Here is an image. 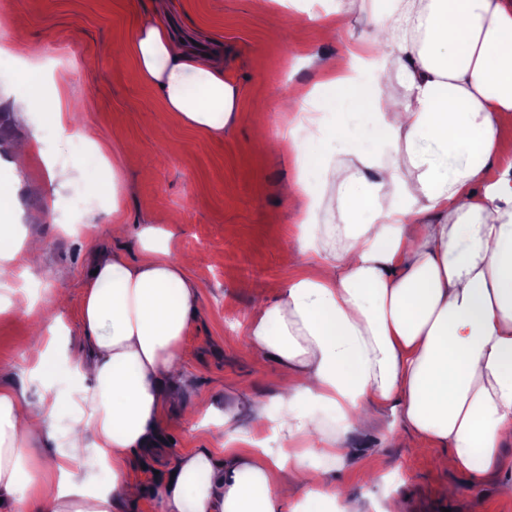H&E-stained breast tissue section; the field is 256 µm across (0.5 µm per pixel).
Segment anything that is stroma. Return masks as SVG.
Masks as SVG:
<instances>
[{"label":"stroma","instance_id":"obj_1","mask_svg":"<svg viewBox=\"0 0 512 512\" xmlns=\"http://www.w3.org/2000/svg\"><path fill=\"white\" fill-rule=\"evenodd\" d=\"M339 6L346 26L335 40L321 39V25ZM152 7L153 0H0V179H18L13 221L43 245L38 267L0 276L1 298L26 291L0 314V380L20 383L31 399L46 390L21 377L32 359L27 303L51 308L69 343H77L92 249L103 245L139 257L141 228L167 227L175 212L180 222L173 250L194 257L187 274L199 283L202 300L187 338L183 391L207 398L218 415L237 395L268 402L276 393L277 366L248 349L238 324L257 297H272L269 282L293 277L281 253L297 251L301 234L295 203L281 192L299 175L297 159L255 150L253 134L260 129L279 141L289 89L321 83L319 60L349 44L368 52L374 28L363 0H297L293 9L281 0H169L182 30L223 49L224 71L237 87V117L216 134L166 114L160 90L138 79L131 41ZM21 25L39 43V57L17 49ZM31 68L43 75L41 93L19 114L8 93ZM58 101L76 112L82 136L47 125L46 114ZM29 139L30 155L17 161L15 143ZM54 162L74 172L61 192L49 178ZM111 184L116 192H108ZM116 203L127 226L122 238L112 235ZM47 390L63 397L69 385L60 378ZM402 439V422L389 411L378 413L367 431L345 436L351 454L336 482L375 503L399 495L409 512H512V451L497 477L476 481L439 470L438 446L415 455L402 448ZM201 448L221 450L208 431L170 407L157 447L141 456L143 494L124 512H160L158 490L169 465ZM379 459L387 481L363 485L360 469ZM451 484L458 488L453 497L444 493Z\"/></svg>","mask_w":512,"mask_h":512}]
</instances>
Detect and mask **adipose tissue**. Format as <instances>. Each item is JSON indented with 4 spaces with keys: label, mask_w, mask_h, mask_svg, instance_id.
<instances>
[{
    "label": "adipose tissue",
    "mask_w": 512,
    "mask_h": 512,
    "mask_svg": "<svg viewBox=\"0 0 512 512\" xmlns=\"http://www.w3.org/2000/svg\"><path fill=\"white\" fill-rule=\"evenodd\" d=\"M378 35L373 77L346 75L352 50L320 65L337 127L344 107L369 111L374 140H345L311 154L289 135L278 150L318 172L285 193L303 228L299 270L274 299L247 313L242 334L283 374L277 417L262 400L224 409L206 449L175 460L159 489L162 512H282L319 485L315 512H367L363 496L331 474L373 412L400 413L406 447L448 449L439 464L484 480L512 446V171L500 169V130L512 125V6L506 0H370ZM141 81L169 112L222 131L236 107L224 62L183 40L154 0L132 38ZM16 188L0 183V271L32 263L36 241L10 223ZM169 237L147 236L143 254L95 248L80 306L82 333L57 354L55 330L34 319L27 378L73 380V397L0 385V512H123L140 487L135 455L153 448L166 405L196 418L205 400L178 390L186 339L201 309ZM79 414L51 474L31 472L36 449ZM274 422L278 445L247 448L251 430ZM109 477L96 484L90 469Z\"/></svg>",
    "instance_id": "adipose-tissue-1"
}]
</instances>
